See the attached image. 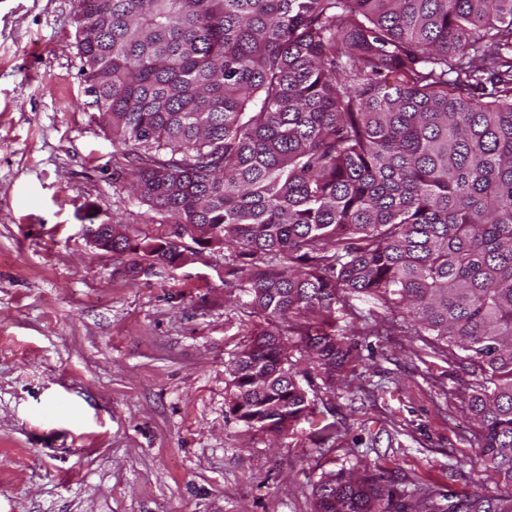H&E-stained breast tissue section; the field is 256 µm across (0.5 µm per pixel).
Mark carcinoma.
<instances>
[{
	"label": "carcinoma",
	"instance_id": "cac0c4a2",
	"mask_svg": "<svg viewBox=\"0 0 512 512\" xmlns=\"http://www.w3.org/2000/svg\"><path fill=\"white\" fill-rule=\"evenodd\" d=\"M112 171L156 232L112 235L131 278L228 251L260 322L228 408L283 435L353 357L366 295L456 350L476 455L512 484V0H77ZM300 357H295L294 352ZM315 512H512L375 467L321 474Z\"/></svg>",
	"mask_w": 512,
	"mask_h": 512
}]
</instances>
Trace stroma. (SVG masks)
<instances>
[{"label":"stroma","mask_w":512,"mask_h":512,"mask_svg":"<svg viewBox=\"0 0 512 512\" xmlns=\"http://www.w3.org/2000/svg\"><path fill=\"white\" fill-rule=\"evenodd\" d=\"M77 0H0V512H313L341 467L442 493L512 492L475 462L471 375L368 297L339 312L356 354L314 380L317 424L274 438L229 414V361L257 322L223 253L133 279L85 224H145L84 92Z\"/></svg>","instance_id":"stroma-1"}]
</instances>
